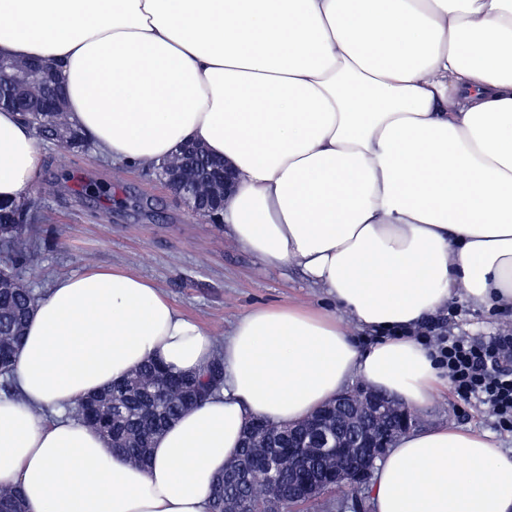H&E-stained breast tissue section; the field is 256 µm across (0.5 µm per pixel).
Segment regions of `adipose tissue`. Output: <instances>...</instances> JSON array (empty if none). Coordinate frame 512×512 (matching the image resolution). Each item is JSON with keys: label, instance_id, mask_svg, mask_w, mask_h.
<instances>
[{"label": "adipose tissue", "instance_id": "adipose-tissue-1", "mask_svg": "<svg viewBox=\"0 0 512 512\" xmlns=\"http://www.w3.org/2000/svg\"><path fill=\"white\" fill-rule=\"evenodd\" d=\"M0 57L59 65L70 121L102 156L160 164L189 140L238 175L223 220L294 265L362 328L256 308L218 343L146 278L91 267L39 301L0 399V484L28 512H208L246 423L299 421L353 379L418 408L449 387L423 320L457 298L512 304V0H0ZM43 157L0 110V203ZM224 386L141 470L65 410L157 360ZM376 512H512L488 435L411 431L370 485Z\"/></svg>", "mask_w": 512, "mask_h": 512}]
</instances>
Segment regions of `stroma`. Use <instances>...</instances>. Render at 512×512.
<instances>
[{
    "instance_id": "1",
    "label": "stroma",
    "mask_w": 512,
    "mask_h": 512,
    "mask_svg": "<svg viewBox=\"0 0 512 512\" xmlns=\"http://www.w3.org/2000/svg\"><path fill=\"white\" fill-rule=\"evenodd\" d=\"M43 163L35 187L53 184L42 198L44 220L34 225L37 259L23 272L36 290L90 266L119 267L155 283L183 315L223 341L237 320L258 307L300 306L335 313L336 305L300 269L267 267L235 243L215 218L192 211L156 174L127 168L121 185L101 196L79 195L82 181L108 178L113 165L95 151L69 155L41 143ZM449 325L456 334L491 336L512 329V306L491 310L457 303ZM418 429L453 424L494 436L512 454V432L482 406L440 389L417 410Z\"/></svg>"
}]
</instances>
